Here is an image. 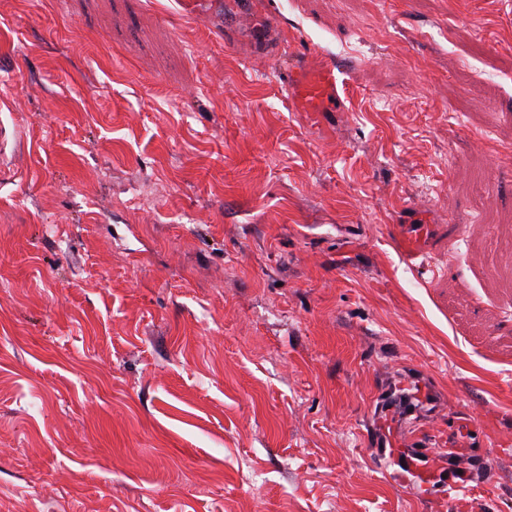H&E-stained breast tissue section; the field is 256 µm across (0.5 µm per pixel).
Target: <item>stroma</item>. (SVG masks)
<instances>
[{
  "mask_svg": "<svg viewBox=\"0 0 512 512\" xmlns=\"http://www.w3.org/2000/svg\"><path fill=\"white\" fill-rule=\"evenodd\" d=\"M1 99L0 512H407L383 386L512 512L501 0H0ZM336 85L335 67L322 64L305 69V75L291 84L290 91L312 112H332L339 102Z\"/></svg>",
  "mask_w": 512,
  "mask_h": 512,
  "instance_id": "35a3bbf8",
  "label": "stroma"
}]
</instances>
